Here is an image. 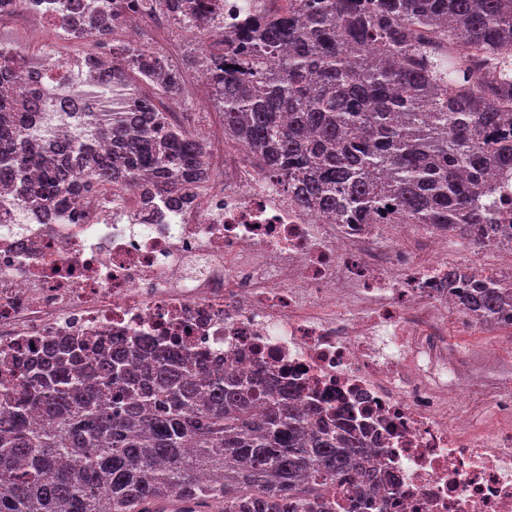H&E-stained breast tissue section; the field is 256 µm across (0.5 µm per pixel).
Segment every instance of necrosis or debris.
<instances>
[{
	"label": "necrosis or debris",
	"instance_id": "obj_1",
	"mask_svg": "<svg viewBox=\"0 0 512 512\" xmlns=\"http://www.w3.org/2000/svg\"><path fill=\"white\" fill-rule=\"evenodd\" d=\"M0 44L44 49L36 70L0 76V100L39 88L37 140L59 134L54 103L83 81L67 51L5 21ZM94 119L136 112L137 90L104 84ZM213 179L177 208L142 191L82 192L79 218L44 223L0 189V358L36 361L94 336L191 352L226 372L272 369L347 416L365 410L369 463L384 488L360 512H512V386L448 353L463 316L448 290V242L409 224H337L300 210L244 150L207 141ZM488 413L475 420L472 410Z\"/></svg>",
	"mask_w": 512,
	"mask_h": 512
}]
</instances>
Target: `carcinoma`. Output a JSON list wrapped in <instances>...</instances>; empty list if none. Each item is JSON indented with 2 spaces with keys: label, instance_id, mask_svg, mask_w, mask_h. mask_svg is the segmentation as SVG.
<instances>
[{
  "label": "carcinoma",
  "instance_id": "obj_1",
  "mask_svg": "<svg viewBox=\"0 0 512 512\" xmlns=\"http://www.w3.org/2000/svg\"><path fill=\"white\" fill-rule=\"evenodd\" d=\"M81 14L86 48L112 37L116 0H56ZM191 29L214 0H140ZM224 136L265 161L303 210L337 224H421L478 247L512 244L488 174L512 168V0H292L201 36ZM89 83L134 72L174 98L182 72L142 45ZM45 103H0V183L44 217L78 183L150 188L177 208L212 178L205 142L155 112L97 126L111 142L28 140ZM470 317L499 325V282L448 268ZM10 385L0 369V512H338L379 482L367 438L266 372L90 338L65 341ZM38 417L37 426L30 423Z\"/></svg>",
  "mask_w": 512,
  "mask_h": 512
}]
</instances>
